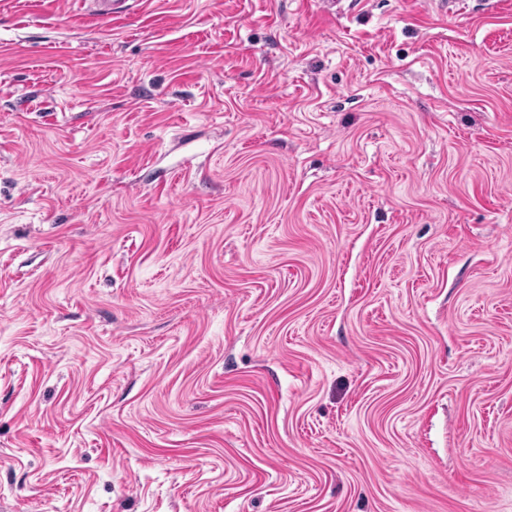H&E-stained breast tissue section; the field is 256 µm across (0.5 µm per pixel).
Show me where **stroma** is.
<instances>
[{"label":"stroma","mask_w":512,"mask_h":512,"mask_svg":"<svg viewBox=\"0 0 512 512\" xmlns=\"http://www.w3.org/2000/svg\"><path fill=\"white\" fill-rule=\"evenodd\" d=\"M0 512H512V0H0Z\"/></svg>","instance_id":"1"}]
</instances>
